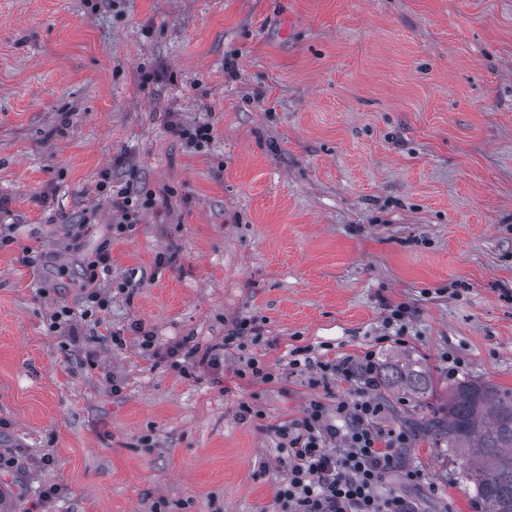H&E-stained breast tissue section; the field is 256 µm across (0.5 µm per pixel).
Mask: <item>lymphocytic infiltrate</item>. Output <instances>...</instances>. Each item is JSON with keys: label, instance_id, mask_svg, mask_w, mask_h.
<instances>
[{"label": "lymphocytic infiltrate", "instance_id": "lymphocytic-infiltrate-1", "mask_svg": "<svg viewBox=\"0 0 512 512\" xmlns=\"http://www.w3.org/2000/svg\"><path fill=\"white\" fill-rule=\"evenodd\" d=\"M111 267L105 244L85 265V313L99 325L105 324L112 299L96 281ZM384 411L383 403L365 396L338 402L332 415L322 402L310 403L301 423L283 435L288 473L279 496L292 512H417L411 499L384 488L397 471L410 483L425 479L422 471L402 470L399 450L408 438L379 428Z\"/></svg>", "mask_w": 512, "mask_h": 512}]
</instances>
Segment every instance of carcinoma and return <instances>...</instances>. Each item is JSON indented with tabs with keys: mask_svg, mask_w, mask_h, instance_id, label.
I'll use <instances>...</instances> for the list:
<instances>
[{
	"mask_svg": "<svg viewBox=\"0 0 512 512\" xmlns=\"http://www.w3.org/2000/svg\"><path fill=\"white\" fill-rule=\"evenodd\" d=\"M374 387L399 389L415 400L431 388V375L407 359L381 363ZM424 427L450 450L470 454L468 478L480 512H512V390L490 383L455 386L448 405L433 408Z\"/></svg>",
	"mask_w": 512,
	"mask_h": 512,
	"instance_id": "1",
	"label": "carcinoma"
}]
</instances>
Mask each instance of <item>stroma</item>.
Returning <instances> with one entry per match:
<instances>
[{
	"label": "stroma",
	"mask_w": 512,
	"mask_h": 512,
	"mask_svg": "<svg viewBox=\"0 0 512 512\" xmlns=\"http://www.w3.org/2000/svg\"><path fill=\"white\" fill-rule=\"evenodd\" d=\"M203 121L199 150L172 129ZM105 178L138 223L117 227ZM4 225L15 512L53 485L43 512H290L281 435L356 398L321 366L371 350L432 376L424 404L378 394L409 436L387 490L479 512L467 456L417 422L456 384L512 390V0H0ZM106 240L102 327L83 262ZM135 319L222 379L113 346ZM303 347L313 366L289 367ZM251 357L273 380L238 377Z\"/></svg>",
	"instance_id": "obj_1"
}]
</instances>
